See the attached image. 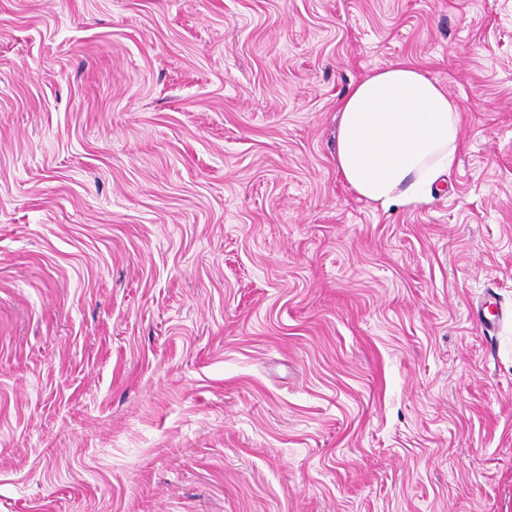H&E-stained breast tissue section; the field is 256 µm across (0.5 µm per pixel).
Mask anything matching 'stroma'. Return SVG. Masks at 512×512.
Here are the masks:
<instances>
[{"instance_id":"stroma-1","label":"stroma","mask_w":512,"mask_h":512,"mask_svg":"<svg viewBox=\"0 0 512 512\" xmlns=\"http://www.w3.org/2000/svg\"><path fill=\"white\" fill-rule=\"evenodd\" d=\"M403 61L461 142L385 210ZM0 512H512V0H0ZM458 112L413 65L374 72L341 104L336 168L357 196L383 209L420 202L455 162Z\"/></svg>"}]
</instances>
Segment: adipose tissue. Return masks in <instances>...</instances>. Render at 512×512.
<instances>
[{
  "mask_svg": "<svg viewBox=\"0 0 512 512\" xmlns=\"http://www.w3.org/2000/svg\"><path fill=\"white\" fill-rule=\"evenodd\" d=\"M458 112L415 66L374 72L341 104L336 168L357 196L381 208L422 201L455 162Z\"/></svg>",
  "mask_w": 512,
  "mask_h": 512,
  "instance_id": "adipose-tissue-1",
  "label": "adipose tissue"
}]
</instances>
